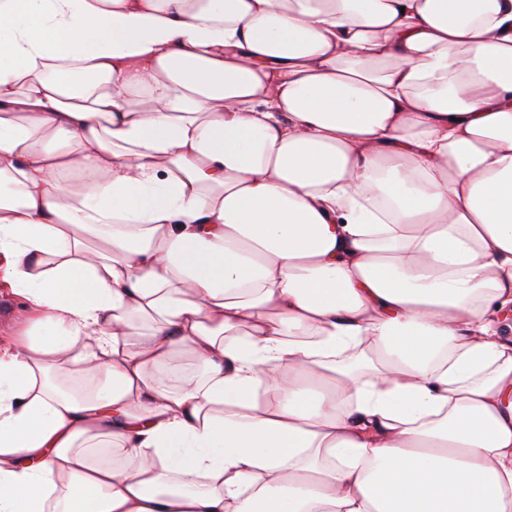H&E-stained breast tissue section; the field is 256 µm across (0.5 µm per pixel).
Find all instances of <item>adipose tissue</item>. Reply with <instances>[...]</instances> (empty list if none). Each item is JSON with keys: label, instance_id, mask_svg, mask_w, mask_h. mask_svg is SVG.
<instances>
[{"label": "adipose tissue", "instance_id": "obj_1", "mask_svg": "<svg viewBox=\"0 0 512 512\" xmlns=\"http://www.w3.org/2000/svg\"><path fill=\"white\" fill-rule=\"evenodd\" d=\"M0 512H512V0H0Z\"/></svg>", "mask_w": 512, "mask_h": 512}]
</instances>
